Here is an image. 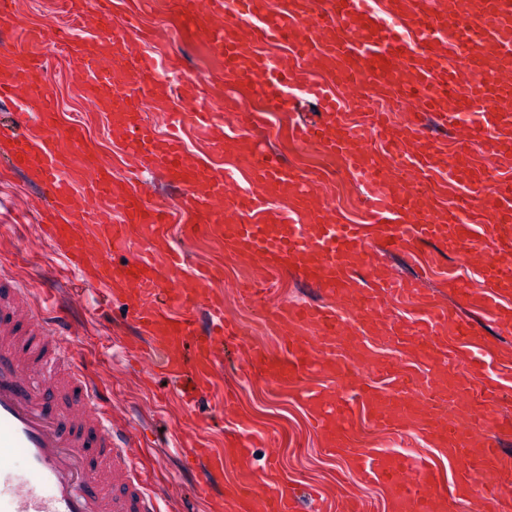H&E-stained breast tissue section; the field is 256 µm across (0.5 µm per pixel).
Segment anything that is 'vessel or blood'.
Returning a JSON list of instances; mask_svg holds the SVG:
<instances>
[{
	"instance_id": "b4317fda",
	"label": "vessel or blood",
	"mask_w": 512,
	"mask_h": 512,
	"mask_svg": "<svg viewBox=\"0 0 512 512\" xmlns=\"http://www.w3.org/2000/svg\"><path fill=\"white\" fill-rule=\"evenodd\" d=\"M457 2L305 0L300 6L296 0H238L232 9L228 0H178V16L195 24L216 70L238 74L240 84L277 108L286 101L255 43L302 27L298 49L329 81L308 85L320 118L297 123L293 134L340 158L365 184L373 221L381 228L373 241L360 226L320 212L312 202V179L259 144H245L240 154L253 180L244 192L223 170L191 160L176 131L157 136L142 105L147 97L161 101L158 64L145 56L131 60L128 34L112 28V0H62V11L78 23L93 18L106 31L105 41L75 47L84 90L106 113L112 133L123 137L135 172L163 173L180 190L183 236L208 240L238 257L259 255L269 265L295 267L328 295L325 303L275 309L287 355L255 350L247 373L280 386L298 385L310 372L347 381L378 428H420L462 457L467 473L483 481L476 497L483 512H512V459L500 451L502 436L512 434V417L497 409L500 387L462 386L453 369L460 359L473 367L482 361L469 349L478 334L475 324L443 318L411 333L409 345L434 373L403 374L395 389L365 384L340 358L345 347L374 334L371 317L383 305L379 289L357 288L355 264L367 266L374 254L429 240L463 252L477 223L493 226L490 255L481 265L487 289L476 296L461 282L452 288L460 298L494 308L502 329L512 332V265L498 261L512 254V82L474 79L462 87L457 81L464 64L487 45L498 60L512 64V0H472L467 11L457 9ZM17 4L0 0V20L10 23L9 37H0V62L10 71L0 82V100L31 107L32 126L12 134L5 163L38 180L48 201L41 224L80 283L130 309L145 343L143 371L162 374L187 401L202 400L224 365V339L237 330L224 321L210 275L183 277L185 258L170 245L166 209L115 181L85 147L79 126L60 127L39 61L46 31L16 23ZM365 76L378 92L403 94L412 108L411 120L401 126L388 113L371 115L372 129L384 135L383 152L398 171L426 178L442 173L449 182L469 185L502 172V179H494L492 203L469 195L447 210L396 182L365 132L341 110L338 90L360 94ZM192 99V111L171 114L172 126L200 127L214 146L223 147L222 97L198 87ZM430 119L456 136V153L465 164L440 163L447 148L428 136ZM273 198L286 201L285 211H269ZM112 211L121 214V223L111 222ZM137 240L148 256L134 254L114 265L112 253L131 251ZM303 397L325 446L351 457L360 480L385 485L392 512H446L447 498L431 467L352 447L343 428L350 418L348 399L325 386L304 389ZM95 399L94 379L75 365L66 337L39 314L26 284L1 277L0 512H157L155 496L137 476L129 437ZM186 452L201 469L202 490L228 486V500L213 502V512H295L276 458H269L263 472L244 468L228 483L224 459L246 461L250 447L244 441L218 450L197 439ZM17 455L26 465L22 477L9 465Z\"/></svg>"
}]
</instances>
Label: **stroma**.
<instances>
[{"mask_svg": "<svg viewBox=\"0 0 512 512\" xmlns=\"http://www.w3.org/2000/svg\"><path fill=\"white\" fill-rule=\"evenodd\" d=\"M134 11L139 14L142 38L133 42V54L165 56L170 69L193 77L202 72L207 63L203 46L187 33L173 37L177 21L171 15L136 10L133 0H113V29H124ZM45 51L51 59L44 70L45 83L61 126L70 125L73 112H81L86 144L111 167L115 180H124L134 160L120 139L113 137L105 115L87 102L73 54L67 50L56 52L50 45ZM309 114L304 107L295 112L286 108L262 112L257 126L236 128L238 138L260 142L295 170L318 178L322 192L335 196L338 220L365 223L368 205L353 176L340 164L331 170L323 168L318 147L290 138V127ZM184 139L194 159L221 168L241 186H249L250 178L236 158L212 149L193 129H185ZM44 204L34 178L0 166V274L25 281L38 298L45 290H53L56 302L65 305L68 312L71 354L79 366L95 377L99 405L140 442L144 478L154 491L177 498L183 512H201L195 478L184 467L175 440L184 429L185 410L174 399L166 407H157V399L166 395L168 388L158 377L143 373L136 363L133 351L137 334L128 326L127 313L120 302L103 305L91 288L77 301H67L66 291L74 275L57 247L38 236V211ZM185 248L190 256L188 271L211 272L225 319L241 323L246 337L245 342L225 345L224 367L215 377L217 387L235 393L233 410L225 411L213 400L199 402L194 409L199 420L207 424L206 435L213 446L224 447L227 438L240 435L245 429L257 434L251 468L261 470L266 455L276 454L281 473L298 498L297 512H350L354 507L359 512H390L387 488L359 481L350 458L324 450L322 437L300 394L301 387L327 383L333 384L341 395H351V388L341 381L329 382L316 373L306 374L298 388H281L261 376L250 381L238 376V367L247 356L246 342L263 348L275 344L278 329L269 315L271 305L321 301L316 285L293 270L273 272L252 260L228 256L209 241H190ZM377 261L376 275L395 281L402 288L419 289L428 304L416 307L399 299L396 293L385 294L388 318L384 335L369 344L365 352L346 355L350 364L362 368L365 381H381L376 365L384 360L419 368L414 352L409 346L396 343L394 335L403 326L416 325L423 317L445 310L476 322L478 343L485 350V373H464V382L480 386L486 375H499L512 365V334H504L495 316L483 311L480 304L460 300L448 289L447 278L451 275L474 291L484 289L478 265L471 257L451 254L433 241L412 250H389ZM373 276L362 275L360 286L370 284ZM248 278L266 283L268 289L263 300L246 307L240 303L237 290ZM349 434L353 447L371 453L421 454L453 496L447 512H470L467 501L456 498L465 471L463 459L449 458L424 433L405 428L376 429L360 406L350 418Z\"/></svg>", "mask_w": 512, "mask_h": 512, "instance_id": "obj_1", "label": "stroma"}]
</instances>
